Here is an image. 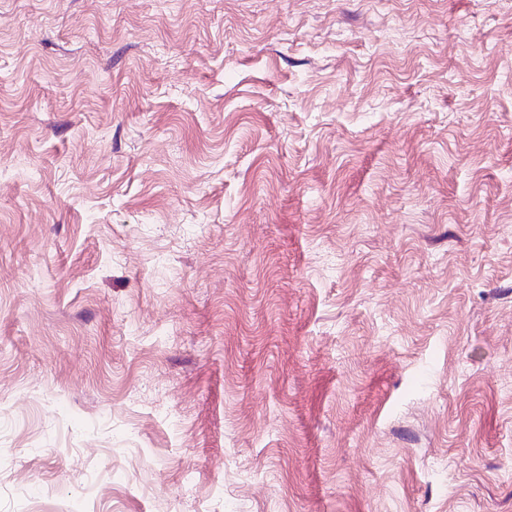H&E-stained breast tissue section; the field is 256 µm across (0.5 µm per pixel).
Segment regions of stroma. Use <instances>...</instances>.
<instances>
[{
    "instance_id": "35a3bbf8",
    "label": "stroma",
    "mask_w": 512,
    "mask_h": 512,
    "mask_svg": "<svg viewBox=\"0 0 512 512\" xmlns=\"http://www.w3.org/2000/svg\"><path fill=\"white\" fill-rule=\"evenodd\" d=\"M0 512H512V0H0Z\"/></svg>"
}]
</instances>
